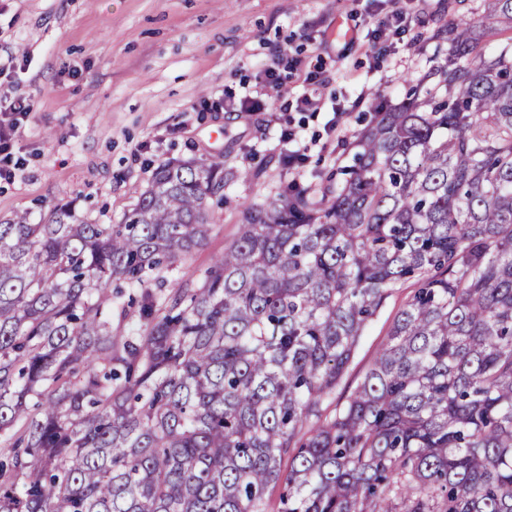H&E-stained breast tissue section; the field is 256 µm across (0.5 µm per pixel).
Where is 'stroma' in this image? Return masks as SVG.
<instances>
[{
  "label": "stroma",
  "mask_w": 512,
  "mask_h": 512,
  "mask_svg": "<svg viewBox=\"0 0 512 512\" xmlns=\"http://www.w3.org/2000/svg\"><path fill=\"white\" fill-rule=\"evenodd\" d=\"M397 8L413 30L378 70L371 33ZM482 11V0H0V63L11 68L0 97L33 104L15 146L22 168L0 179V222L25 214L35 223L68 203L86 220L119 223L162 161L220 153L226 167L262 168L225 188L205 245L179 266L202 280L238 235L240 202L294 183L322 189L348 164L335 110L360 130L372 116L360 95L398 104L443 63L436 33ZM265 68L287 86L288 109L236 111ZM310 71L330 85L306 82ZM306 93L321 96L319 110L296 108ZM290 131L306 155L293 168L282 162ZM415 288L405 281L368 324L328 408L362 380Z\"/></svg>",
  "instance_id": "35a3bbf8"
}]
</instances>
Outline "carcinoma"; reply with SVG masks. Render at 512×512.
I'll use <instances>...</instances> for the list:
<instances>
[{"label": "carcinoma", "mask_w": 512, "mask_h": 512, "mask_svg": "<svg viewBox=\"0 0 512 512\" xmlns=\"http://www.w3.org/2000/svg\"><path fill=\"white\" fill-rule=\"evenodd\" d=\"M436 39L431 91L369 98L348 178L240 203L201 283L168 275L261 174L222 154L159 163L118 224H0V512H268L280 485L278 512H512V48L471 18ZM416 284L414 280H407L401 288H396L387 300L382 310L368 324L365 334L362 337L355 356L343 378L342 384L325 403L328 409L325 415L333 413L337 404L342 403L346 396L362 380L368 369L373 364L376 356L388 339V333L397 313L411 299Z\"/></svg>", "instance_id": "1"}]
</instances>
